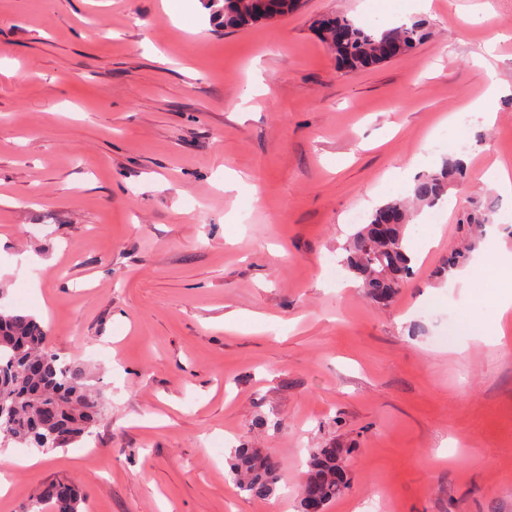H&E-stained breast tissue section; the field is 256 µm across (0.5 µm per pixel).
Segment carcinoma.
Wrapping results in <instances>:
<instances>
[{"mask_svg": "<svg viewBox=\"0 0 512 512\" xmlns=\"http://www.w3.org/2000/svg\"><path fill=\"white\" fill-rule=\"evenodd\" d=\"M248 0H224L214 11L226 29H242L262 21L250 13ZM337 20L349 31L343 48L330 47L357 71L382 62L380 47L391 41L407 54L426 37V24L413 20L396 28L377 31L351 18ZM466 169L459 158H448L435 173L418 177L412 188V201L394 199L377 206L369 220L358 228L345 245L344 266L358 281L363 294L373 302L387 304L414 274L406 229L410 204L434 206L443 200L448 185L464 177ZM495 207H475L462 222L464 246L448 253L439 275L461 268L493 224ZM106 407L88 384L80 365L70 364L48 345L46 329L35 317L0 311V435L14 444L43 453L66 448L91 432L105 417ZM348 448H313L310 471L299 491V512L326 509L346 493L350 478L346 469ZM279 462L258 448H238L230 464L237 488L250 498L273 494ZM83 494L71 481L44 485L27 512H44L42 505L53 504L55 512H79Z\"/></svg>", "mask_w": 512, "mask_h": 512, "instance_id": "1", "label": "carcinoma"}]
</instances>
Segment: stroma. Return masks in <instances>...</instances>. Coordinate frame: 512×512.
I'll use <instances>...</instances> for the list:
<instances>
[{"instance_id":"obj_1","label":"stroma","mask_w":512,"mask_h":512,"mask_svg":"<svg viewBox=\"0 0 512 512\" xmlns=\"http://www.w3.org/2000/svg\"><path fill=\"white\" fill-rule=\"evenodd\" d=\"M333 15L430 35L352 73L316 30ZM507 28L512 0H302L235 31L206 0H0V308L108 408L74 445L0 446V512L64 479L80 512H298L309 449L332 445L351 488L326 512H512V334L492 322L512 277L435 275L465 207L512 215L483 180L512 165ZM456 153L469 177L439 223L415 213L390 305L328 274L351 211ZM228 169L250 186L225 192ZM243 446L278 460L273 496L236 487Z\"/></svg>"}]
</instances>
